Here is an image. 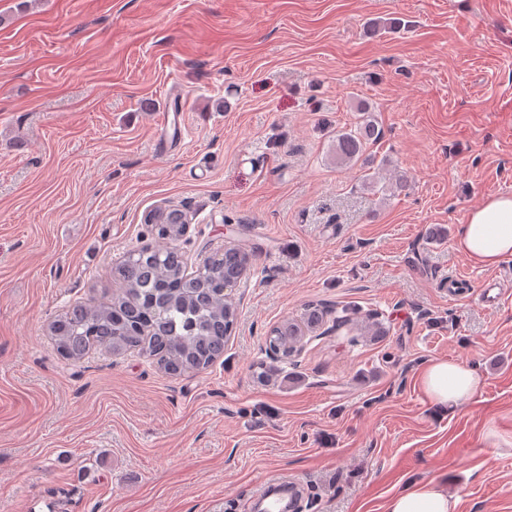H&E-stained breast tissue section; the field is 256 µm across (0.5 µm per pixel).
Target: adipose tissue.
<instances>
[{"label": "adipose tissue", "mask_w": 512, "mask_h": 512, "mask_svg": "<svg viewBox=\"0 0 512 512\" xmlns=\"http://www.w3.org/2000/svg\"><path fill=\"white\" fill-rule=\"evenodd\" d=\"M457 252L485 268L512 260V195L487 199L461 225ZM418 382L436 406L453 409L473 397L481 387L472 368L455 361L437 360L421 372ZM455 503L437 479L413 482L388 500L385 512H454Z\"/></svg>", "instance_id": "1"}]
</instances>
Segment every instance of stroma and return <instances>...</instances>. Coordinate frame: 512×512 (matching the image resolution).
Returning a JSON list of instances; mask_svg holds the SVG:
<instances>
[{
  "label": "stroma",
  "instance_id": "stroma-1",
  "mask_svg": "<svg viewBox=\"0 0 512 512\" xmlns=\"http://www.w3.org/2000/svg\"><path fill=\"white\" fill-rule=\"evenodd\" d=\"M389 18L404 28L369 32ZM357 98L384 191L333 153ZM495 195H512V0H0V512H247L278 474L305 482L297 512H385L429 478L454 512H512V298L480 299L512 288V261L454 247ZM167 205L188 265L251 257L223 357L180 377L62 358L49 323L108 301ZM313 306L323 325L279 362L271 329ZM346 306L380 335H337ZM432 360L481 388L434 407Z\"/></svg>",
  "mask_w": 512,
  "mask_h": 512
}]
</instances>
